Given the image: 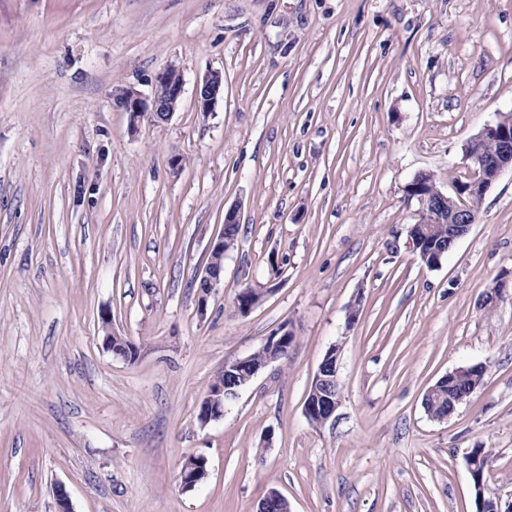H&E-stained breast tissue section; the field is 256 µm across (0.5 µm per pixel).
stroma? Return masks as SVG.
<instances>
[{
    "label": "stroma",
    "mask_w": 512,
    "mask_h": 512,
    "mask_svg": "<svg viewBox=\"0 0 512 512\" xmlns=\"http://www.w3.org/2000/svg\"><path fill=\"white\" fill-rule=\"evenodd\" d=\"M171 63L169 121L116 106ZM510 112L512 0H0V512H55L60 484L73 512H255L272 489L290 512H476V448L512 503V170L432 268L407 194L421 173L453 192ZM105 310L135 361L105 348ZM282 330L287 359L201 423L225 362ZM335 344L341 404L316 426ZM475 365L482 386L432 418L426 390ZM191 455L208 477L185 492ZM221 97H224V75L221 71H210L197 84V106L201 112H211ZM224 233L221 232L217 235L210 244V251L215 249V251L211 252L208 256V260L212 262L214 266L224 267V256L227 252L234 248L235 243L237 241V235L239 233V224H237V214L235 209H229L227 213L224 215ZM225 237V244H224ZM229 242H231L229 244ZM228 244V245H227ZM220 249H224L221 251H217ZM224 277V268H216L213 266H209V262H207L201 271L198 281L204 282L207 288H197L198 299H197V314L200 317H205L207 314L208 302L209 298L214 291V288L221 282ZM338 352L339 347L336 345L330 348L314 376L305 401V416L317 425H323L334 418L341 403L340 393L336 392Z\"/></svg>",
    "instance_id": "35a3bbf8"
}]
</instances>
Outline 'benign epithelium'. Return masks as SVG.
Listing matches in <instances>:
<instances>
[{
    "label": "benign epithelium",
    "mask_w": 512,
    "mask_h": 512,
    "mask_svg": "<svg viewBox=\"0 0 512 512\" xmlns=\"http://www.w3.org/2000/svg\"><path fill=\"white\" fill-rule=\"evenodd\" d=\"M184 90V80L180 68L175 64H169L154 77L151 96L144 97L132 90L122 89L115 95L119 108L138 118L148 116L156 123L166 122L171 119L179 107ZM224 96V75L214 70L208 72L196 87L197 106L202 112H210L218 100ZM492 139L498 144V152L491 158H485L478 151V145ZM466 157L476 169V176L456 187V196L439 194V201L430 202L425 197H420L422 217L412 226L410 239L413 250L421 248V240L426 238L428 227L432 224L448 225V246L452 247L456 241L469 230L476 221V213L468 206L465 198L483 196L497 181L502 171L512 167V127L502 121L485 126L474 137L466 148ZM224 277V270L209 265H204L199 276V281L206 287L199 289L197 299V314L205 317L207 314L209 298L214 288ZM102 330H104V344L116 355L123 352L113 343L120 341V336L112 333V317L110 313L101 315ZM290 335L286 331H280L268 338L264 345L266 357L263 361L252 363L247 357L237 359L232 363L236 368L249 364L251 370L249 378H254L258 372L281 358L283 351L287 350L286 343ZM338 352L339 347L333 346L323 359L309 389L304 413L307 419L317 425H323L335 417L336 410L340 406L341 396L336 392L338 383ZM239 383L224 381V384L207 390L203 399L198 417L202 422L217 420L224 416V401L231 400L238 395ZM198 457H188L181 468L180 483L184 490H191L189 474L196 473ZM256 512H289L288 502L275 489L267 492L259 502Z\"/></svg>",
    "instance_id": "7a95c632"
}]
</instances>
